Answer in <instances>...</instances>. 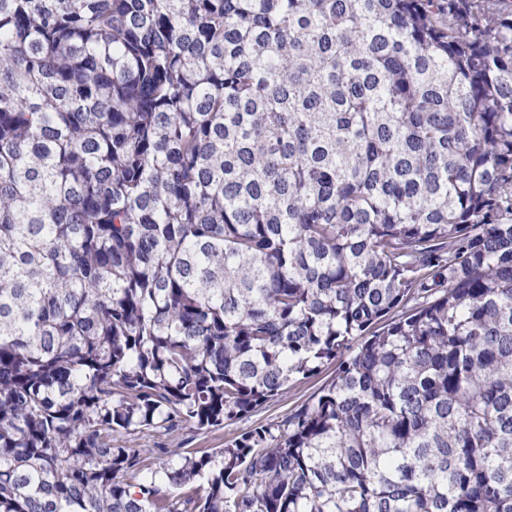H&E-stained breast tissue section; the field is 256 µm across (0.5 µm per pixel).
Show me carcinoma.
I'll use <instances>...</instances> for the list:
<instances>
[{
    "label": "carcinoma",
    "instance_id": "1",
    "mask_svg": "<svg viewBox=\"0 0 512 512\" xmlns=\"http://www.w3.org/2000/svg\"><path fill=\"white\" fill-rule=\"evenodd\" d=\"M0 512H512V0H0ZM331 372L332 370H328L319 377L289 389L283 396L270 402L250 417L231 424L226 423L223 428L211 429L204 433L183 430L159 434L155 441L162 448H222L226 441L248 430L258 422L281 419L291 408L308 398Z\"/></svg>",
    "mask_w": 512,
    "mask_h": 512
}]
</instances>
